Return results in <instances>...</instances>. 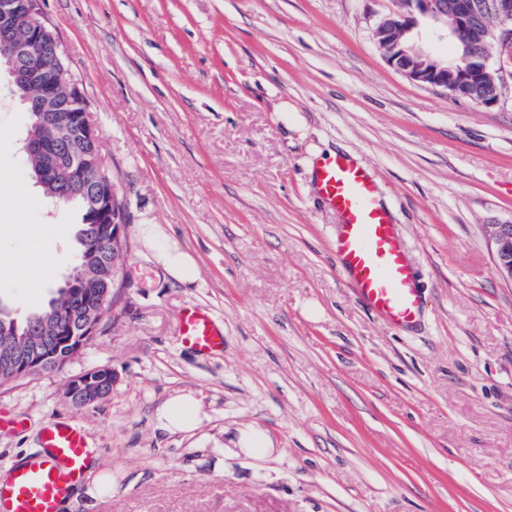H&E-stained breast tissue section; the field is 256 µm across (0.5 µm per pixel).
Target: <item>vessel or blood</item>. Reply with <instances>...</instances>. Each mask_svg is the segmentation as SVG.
I'll return each mask as SVG.
<instances>
[{
  "mask_svg": "<svg viewBox=\"0 0 512 512\" xmlns=\"http://www.w3.org/2000/svg\"><path fill=\"white\" fill-rule=\"evenodd\" d=\"M315 194L337 217L333 248L339 269L360 299L387 324L406 331L417 327L422 300L379 186L361 161L336 155L312 174ZM177 332L181 344L203 354L224 349V328L205 309L183 308ZM41 454L12 468L0 480V512H59L90 461L89 443L76 425L55 421L40 435Z\"/></svg>",
  "mask_w": 512,
  "mask_h": 512,
  "instance_id": "vessel-or-blood-1",
  "label": "vessel or blood"
}]
</instances>
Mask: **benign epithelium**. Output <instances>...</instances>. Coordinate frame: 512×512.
Returning <instances> with one entry per match:
<instances>
[{"mask_svg": "<svg viewBox=\"0 0 512 512\" xmlns=\"http://www.w3.org/2000/svg\"><path fill=\"white\" fill-rule=\"evenodd\" d=\"M397 10L385 15L375 28V38L386 61L407 78L441 88L455 97L478 94L482 104L494 105L500 96L502 77L489 65L490 55L477 54L472 46L492 37L499 42L512 38V0H396ZM432 21L441 38L457 39L468 34L461 47L463 65L448 68V61L435 57L415 37L418 18ZM0 57L5 59L12 84L23 92L22 101L39 120L22 143L23 152L39 160L36 185L48 181V168L67 178L70 196L87 200L96 223L103 225V242L112 244L116 257L101 261V250L88 248L81 275L68 276L59 288L69 292L83 288L87 293L116 292L124 287L121 276L127 251V218L114 181L108 177L90 186L84 179L83 161L90 157L104 168L99 149V131L91 119L82 83L64 65L58 54L53 31L41 18L38 0H0ZM85 147V155L68 160L57 149L73 139ZM498 272L512 281V222L487 225ZM45 318L40 317L24 330L0 331V347H8V367L22 373L41 369L43 351L50 337L43 334ZM101 315L93 306L80 308L78 332L86 338L96 335ZM112 392V374L91 369L68 381L65 398L74 405H88L107 398Z\"/></svg>", "mask_w": 512, "mask_h": 512, "instance_id": "benign-epithelium-1", "label": "benign epithelium"}]
</instances>
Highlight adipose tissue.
Wrapping results in <instances>:
<instances>
[{
  "label": "adipose tissue",
  "mask_w": 512,
  "mask_h": 512,
  "mask_svg": "<svg viewBox=\"0 0 512 512\" xmlns=\"http://www.w3.org/2000/svg\"><path fill=\"white\" fill-rule=\"evenodd\" d=\"M142 247L154 263L175 282L188 286L198 282L200 269L196 256L160 224L138 227ZM157 426L171 434L194 430L201 421V407L192 393L177 392L157 409Z\"/></svg>",
  "instance_id": "1"
}]
</instances>
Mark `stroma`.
<instances>
[{"instance_id": "1", "label": "stroma", "mask_w": 512, "mask_h": 512, "mask_svg": "<svg viewBox=\"0 0 512 512\" xmlns=\"http://www.w3.org/2000/svg\"><path fill=\"white\" fill-rule=\"evenodd\" d=\"M393 0H41L81 80L128 224L126 286L60 369L0 386L27 421L0 433V471L45 424L80 426L112 475L68 512H512V281L486 227L512 220V63L492 56L496 105L419 85L374 30ZM0 70V302L44 306L20 257L69 274L78 224L21 163L27 115ZM374 173L419 276L415 331L369 311L336 266V215L312 190L329 154ZM31 203L18 208L16 194ZM162 224L197 256L185 288L143 250ZM207 309L224 350L183 347L177 317ZM112 372L76 407L67 381ZM205 415L157 429L174 392ZM273 452L236 451L241 430Z\"/></svg>"}]
</instances>
